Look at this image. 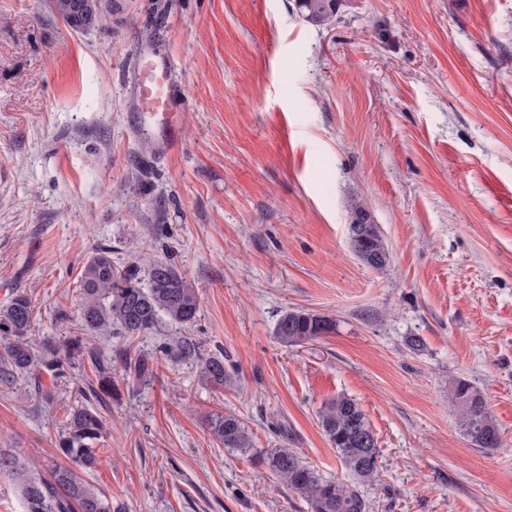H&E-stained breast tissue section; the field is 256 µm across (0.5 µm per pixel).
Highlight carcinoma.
<instances>
[{"mask_svg":"<svg viewBox=\"0 0 512 512\" xmlns=\"http://www.w3.org/2000/svg\"><path fill=\"white\" fill-rule=\"evenodd\" d=\"M343 0H295L297 13L308 23L322 28L336 24ZM55 12L76 28L91 25L99 12L98 0H53ZM349 246L354 255L371 268L381 270L390 262V251L370 212L359 202L349 209ZM80 320L82 329L118 331L131 342L153 330L162 318L185 328L194 324L200 310L196 290L174 264L156 261L144 268L136 261L116 263L112 252L100 250L88 258L80 279ZM35 307L23 292L13 294L0 307V386L14 382L18 375L39 367L55 376L65 374L71 356L86 350L91 337L73 336L64 349L48 348L37 355L32 346ZM336 329L333 319L305 309L285 311L275 326V336L285 347L314 341ZM174 360L198 359L201 376L215 389L230 381L224 356H202L198 343L184 337L165 351ZM126 370L137 379L155 374L159 358L132 355L123 346ZM448 398L459 411L460 426L472 445L490 451L511 452L499 432L487 400L473 382L457 378ZM319 424L336 448L344 466L355 478L348 483L326 476L302 460L293 448H254L245 422L233 412L215 413L208 418L209 432L219 445L251 454L259 465L267 466L288 489L306 498L312 512H368V502L359 486L379 477L380 451L376 436L358 403L338 396L325 403ZM105 425L101 415L84 397L67 408L63 433L58 441L68 460L42 474H32L11 452L0 449V473L18 482L25 512H112V499L77 476L75 469L93 470L99 462L98 445Z\"/></svg>","mask_w":512,"mask_h":512,"instance_id":"carcinoma-1","label":"carcinoma"}]
</instances>
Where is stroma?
I'll return each mask as SVG.
<instances>
[{"label": "stroma", "instance_id": "obj_1", "mask_svg": "<svg viewBox=\"0 0 512 512\" xmlns=\"http://www.w3.org/2000/svg\"><path fill=\"white\" fill-rule=\"evenodd\" d=\"M344 2L322 29L295 0H102L75 29L51 0H0V305L31 298L41 352L79 335L96 250L168 260L198 317L134 348L186 335L231 376L217 390L198 361L166 360L134 380L99 331L64 376L0 386V448L60 461L65 410L101 363L113 387L86 479L120 512H311L206 418L236 413L256 448L348 481L318 421L339 395L378 439L370 512H512V454L475 448L448 398L471 380L512 446V0ZM142 46L175 64L172 153L132 107ZM354 199L385 269L348 246ZM288 309L336 330L283 347Z\"/></svg>", "mask_w": 512, "mask_h": 512}]
</instances>
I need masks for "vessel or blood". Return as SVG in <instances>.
Returning a JSON list of instances; mask_svg holds the SVG:
<instances>
[{"label": "vessel or blood", "instance_id": "b4317fda", "mask_svg": "<svg viewBox=\"0 0 512 512\" xmlns=\"http://www.w3.org/2000/svg\"><path fill=\"white\" fill-rule=\"evenodd\" d=\"M139 83L136 107L141 117L160 118L161 132L166 143H173L172 125L168 119L173 112L174 79L170 61L156 60L147 51L137 54Z\"/></svg>", "mask_w": 512, "mask_h": 512}]
</instances>
